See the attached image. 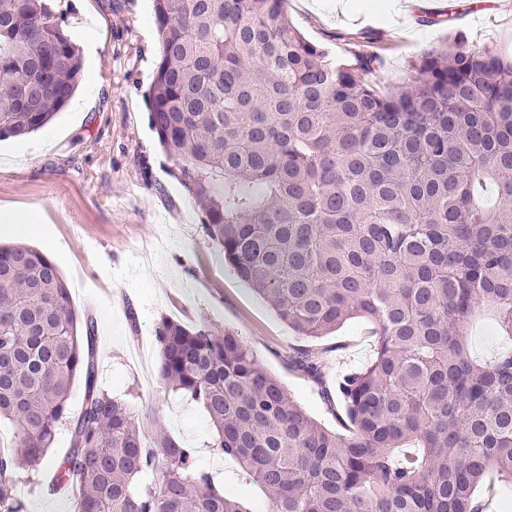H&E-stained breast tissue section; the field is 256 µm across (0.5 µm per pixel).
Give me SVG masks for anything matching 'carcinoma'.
<instances>
[{
	"instance_id": "cac0c4a2",
	"label": "carcinoma",
	"mask_w": 512,
	"mask_h": 512,
	"mask_svg": "<svg viewBox=\"0 0 512 512\" xmlns=\"http://www.w3.org/2000/svg\"><path fill=\"white\" fill-rule=\"evenodd\" d=\"M284 2L153 0L149 124L236 276L302 337L363 318L374 357L322 391L342 433L207 324L158 321V378L203 409L209 447L266 512H483L478 485L512 486V349L476 360L466 328L490 307L512 335V61L455 37L410 62L411 89L380 91L379 56L310 42ZM81 72L47 0H0V140L52 122ZM94 331L42 251L0 245V421L18 435L0 450V512H26L16 475L42 461L76 512H250L197 449L154 415L146 437L98 384ZM288 367L325 386L318 351Z\"/></svg>"
}]
</instances>
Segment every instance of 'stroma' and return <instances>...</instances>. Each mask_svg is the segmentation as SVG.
I'll return each instance as SVG.
<instances>
[{"label":"stroma","mask_w":512,"mask_h":512,"mask_svg":"<svg viewBox=\"0 0 512 512\" xmlns=\"http://www.w3.org/2000/svg\"><path fill=\"white\" fill-rule=\"evenodd\" d=\"M417 10L396 23L386 0H286L284 13L309 41L333 55L372 52L381 89L411 87L410 62L430 44L460 34L469 46L512 58V0H494L474 17L471 0ZM78 44L83 80L43 130L0 141V242L24 243L56 263L78 318H92L98 381L152 404L167 434L198 450L201 465L230 497L264 512L265 497L240 465L208 447L211 428L186 396L162 389L154 329L160 317L193 328L234 332L261 367L279 379L318 422L339 430L319 389L288 368L304 345L272 308L224 262L207 236L199 206L172 174L144 100L160 59L151 0H52ZM36 227L11 228V215ZM322 353L327 387L374 356L368 325L351 319L311 343ZM51 466L22 469L16 492L27 512H75L73 492L52 484Z\"/></svg>","instance_id":"stroma-1"}]
</instances>
